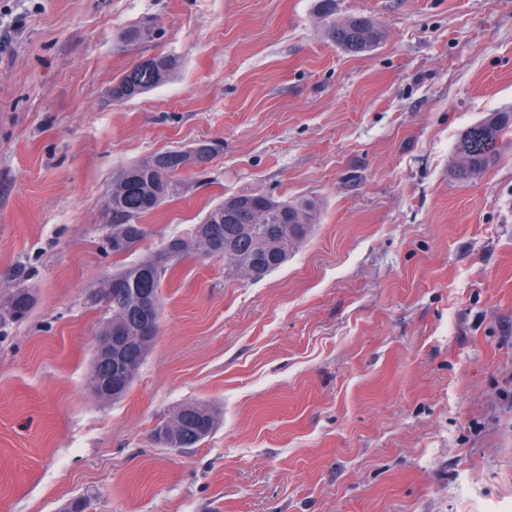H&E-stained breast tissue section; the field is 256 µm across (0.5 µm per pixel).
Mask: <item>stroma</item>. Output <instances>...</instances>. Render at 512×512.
<instances>
[{
    "label": "stroma",
    "instance_id": "stroma-1",
    "mask_svg": "<svg viewBox=\"0 0 512 512\" xmlns=\"http://www.w3.org/2000/svg\"><path fill=\"white\" fill-rule=\"evenodd\" d=\"M335 17L383 38L345 52L316 0H0V302L35 296L0 329V512H512V125L452 177L461 131L512 115V0ZM157 57L167 80L113 102ZM201 140L113 257V179ZM245 192L313 198L312 234L258 281L172 261L152 350L98 402L93 291ZM195 401L214 431L155 442ZM215 148V142L213 141H200L188 149L179 150L180 169L202 167L215 153Z\"/></svg>",
    "mask_w": 512,
    "mask_h": 512
}]
</instances>
